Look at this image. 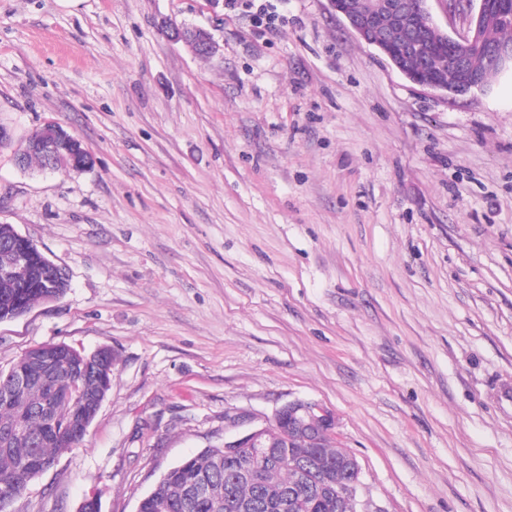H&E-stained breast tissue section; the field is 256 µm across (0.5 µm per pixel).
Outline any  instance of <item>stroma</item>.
<instances>
[{"label":"stroma","instance_id":"stroma-1","mask_svg":"<svg viewBox=\"0 0 512 512\" xmlns=\"http://www.w3.org/2000/svg\"><path fill=\"white\" fill-rule=\"evenodd\" d=\"M0 0V224L64 268L0 368L109 347L83 444L10 512H135L224 417L336 420L375 512H512V71L409 81L330 0ZM211 29L213 57L167 22ZM60 124L93 164L15 166Z\"/></svg>","mask_w":512,"mask_h":512}]
</instances>
